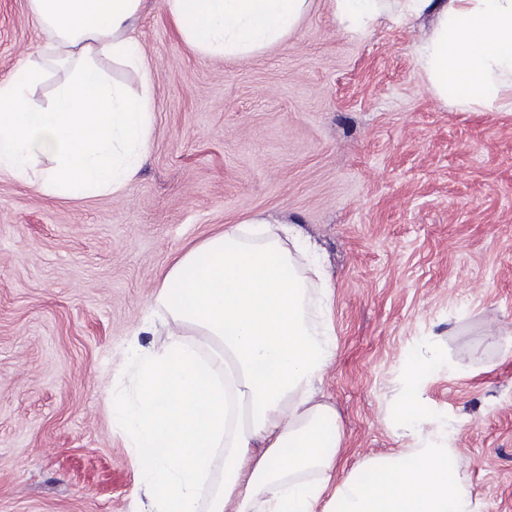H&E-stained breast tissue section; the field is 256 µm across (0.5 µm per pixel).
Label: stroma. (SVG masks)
Instances as JSON below:
<instances>
[{
  "mask_svg": "<svg viewBox=\"0 0 512 512\" xmlns=\"http://www.w3.org/2000/svg\"><path fill=\"white\" fill-rule=\"evenodd\" d=\"M426 25L354 36L313 0L282 44L207 58L148 0L136 180L56 199L0 174V512H135L119 364L164 344L175 260L258 214L298 225L330 277L334 482L411 447L413 386L479 512H512V112L430 93L412 56ZM46 40L27 0H0V80Z\"/></svg>",
  "mask_w": 512,
  "mask_h": 512,
  "instance_id": "1",
  "label": "stroma"
}]
</instances>
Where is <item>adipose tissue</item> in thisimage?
Here are the masks:
<instances>
[{
  "instance_id": "1",
  "label": "adipose tissue",
  "mask_w": 512,
  "mask_h": 512,
  "mask_svg": "<svg viewBox=\"0 0 512 512\" xmlns=\"http://www.w3.org/2000/svg\"><path fill=\"white\" fill-rule=\"evenodd\" d=\"M146 0H28L49 37L39 59L0 80V173L53 198L116 194L139 174L153 129L152 74L137 37ZM311 0H161L182 40L239 58L284 42ZM363 35L386 17L433 18L414 46L429 91L464 111H512V0H333ZM109 59L139 73L108 82ZM69 70L50 102L33 90ZM327 276L297 226L254 216L185 252L163 275L166 345L134 354L133 393L112 396L142 469L141 512H476L448 449L415 431L412 448L333 483L335 410L316 398L332 356ZM224 481L206 494L215 449ZM207 510H200V500Z\"/></svg>"
}]
</instances>
